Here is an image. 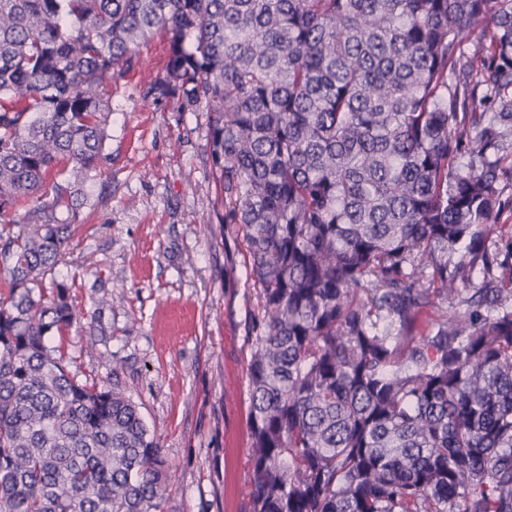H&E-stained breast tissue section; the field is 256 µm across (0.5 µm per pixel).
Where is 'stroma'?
<instances>
[{
    "label": "stroma",
    "instance_id": "stroma-1",
    "mask_svg": "<svg viewBox=\"0 0 512 512\" xmlns=\"http://www.w3.org/2000/svg\"><path fill=\"white\" fill-rule=\"evenodd\" d=\"M167 54L165 34L147 37L113 83L99 202L43 282L67 283L82 314L64 338L71 375L115 384L159 437L164 512H244L258 289L241 231L220 221L207 112L145 94Z\"/></svg>",
    "mask_w": 512,
    "mask_h": 512
}]
</instances>
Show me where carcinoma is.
I'll return each instance as SVG.
<instances>
[{
    "label": "carcinoma",
    "instance_id": "carcinoma-1",
    "mask_svg": "<svg viewBox=\"0 0 512 512\" xmlns=\"http://www.w3.org/2000/svg\"><path fill=\"white\" fill-rule=\"evenodd\" d=\"M158 31L146 96L209 112L259 288L247 512H512V0H0V214L40 200L0 230V512L169 498L138 406L50 344L69 286L34 294Z\"/></svg>",
    "mask_w": 512,
    "mask_h": 512
}]
</instances>
